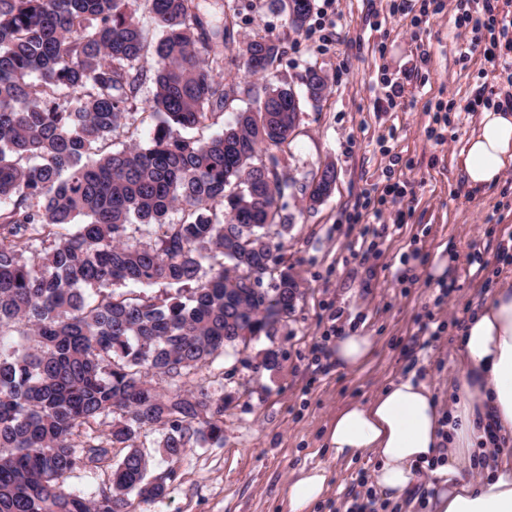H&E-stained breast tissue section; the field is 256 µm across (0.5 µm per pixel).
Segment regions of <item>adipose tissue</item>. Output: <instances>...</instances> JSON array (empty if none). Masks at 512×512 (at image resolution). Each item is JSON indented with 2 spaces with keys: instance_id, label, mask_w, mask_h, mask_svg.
I'll return each mask as SVG.
<instances>
[{
  "instance_id": "ef3b65f1",
  "label": "adipose tissue",
  "mask_w": 512,
  "mask_h": 512,
  "mask_svg": "<svg viewBox=\"0 0 512 512\" xmlns=\"http://www.w3.org/2000/svg\"><path fill=\"white\" fill-rule=\"evenodd\" d=\"M465 185L483 192L498 185L512 166V112H482L455 159ZM375 336L347 329L334 339L338 368L361 370L376 352ZM461 369L440 402L428 373L387 383L366 403L340 409L325 443L333 458L353 461L371 453L373 474L384 500H402L419 473L438 478L432 512H512V276L466 317L458 330ZM484 477L472 481L473 469ZM328 491V472L301 469L288 485L289 512H309Z\"/></svg>"
}]
</instances>
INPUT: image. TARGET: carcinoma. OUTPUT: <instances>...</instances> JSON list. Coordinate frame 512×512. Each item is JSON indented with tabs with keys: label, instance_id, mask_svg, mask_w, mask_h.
Here are the masks:
<instances>
[{
	"label": "carcinoma",
	"instance_id": "obj_1",
	"mask_svg": "<svg viewBox=\"0 0 512 512\" xmlns=\"http://www.w3.org/2000/svg\"><path fill=\"white\" fill-rule=\"evenodd\" d=\"M160 38L136 21L138 0H0V512H133L165 479L147 478L140 437L167 430L180 456L224 440V395L176 379L270 335L300 295L283 271L261 284L290 183L272 153L290 144L301 108L286 83L218 124L227 26L198 0H145ZM303 29L311 0H271ZM153 56V74L141 66ZM280 54L265 37L241 50L262 73ZM306 89L328 83L307 71ZM156 91L138 112L147 80ZM150 120L149 137L111 149L113 132ZM179 212L180 217L170 219ZM148 228L152 241L136 233ZM159 374L172 380L165 391ZM112 429L96 434L104 415ZM125 454L112 461V449ZM112 468L87 496L67 480Z\"/></svg>",
	"mask_w": 512,
	"mask_h": 512
}]
</instances>
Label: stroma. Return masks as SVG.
Returning <instances> with one entry per match:
<instances>
[{
	"instance_id": "1",
	"label": "stroma",
	"mask_w": 512,
	"mask_h": 512,
	"mask_svg": "<svg viewBox=\"0 0 512 512\" xmlns=\"http://www.w3.org/2000/svg\"><path fill=\"white\" fill-rule=\"evenodd\" d=\"M227 1L236 14L224 83L235 100L224 123L266 86L285 82L303 92L311 67L328 78L327 96L304 104L280 153L291 186L278 202L288 226L279 255L301 295L270 335L184 377V387L223 394L224 440L170 457L159 446L162 432H147L149 473L167 475L168 494L136 510L288 512L290 480L320 464L330 490L315 512H349L370 498L378 512H430L433 480L418 479L403 502L389 504L372 485L373 456L333 460L323 435L341 407L367 402L388 380L424 364L434 368L435 390L447 393L460 370L457 329L495 287L493 271L512 269L500 249L512 241V167L482 194L471 193L455 168L479 119L467 102L499 99L511 87L489 57L498 33L480 28L464 45L454 13L418 22L394 12L392 0L329 7L312 0L299 31L269 0H201L205 20L221 23ZM258 36L278 41L283 54L254 75L239 53ZM394 83L401 87L396 98L389 95ZM326 163L336 170L333 190L310 205L304 186ZM393 184L405 189L401 201L386 192ZM413 250L419 259H409ZM350 327L377 338L359 372L337 368L330 356L334 337ZM434 327L438 335L429 336ZM268 349L278 354L269 369L260 365Z\"/></svg>"
}]
</instances>
